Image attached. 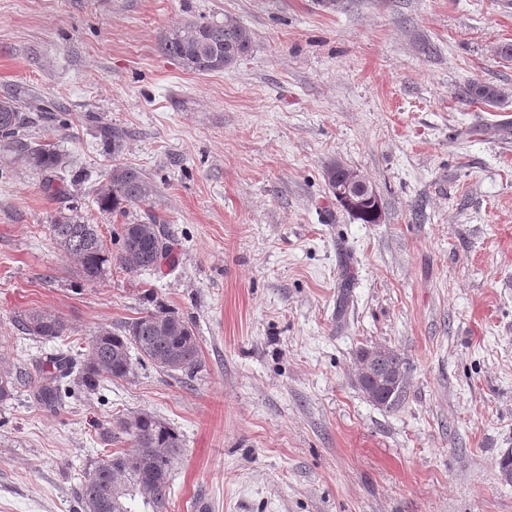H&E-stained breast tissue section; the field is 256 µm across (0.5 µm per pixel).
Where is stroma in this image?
<instances>
[{
  "label": "stroma",
  "mask_w": 512,
  "mask_h": 512,
  "mask_svg": "<svg viewBox=\"0 0 512 512\" xmlns=\"http://www.w3.org/2000/svg\"><path fill=\"white\" fill-rule=\"evenodd\" d=\"M236 17L251 52L184 70L159 49L179 22ZM512 0H0V98L62 103L29 139L70 158L45 177L0 146V512H81L114 417L179 435L169 512H512ZM482 81L492 103L466 99ZM102 124L128 132L113 154ZM372 184L379 223L354 220L323 177ZM155 186L100 213L114 164ZM75 211L104 240L163 222L173 267L112 266L83 283L50 226ZM161 302L189 320L193 374L129 379L39 405L46 355ZM67 335L19 332L22 310ZM395 350L392 410L357 384L356 352ZM14 324L23 334L47 341L64 336L69 329L63 317L32 310L18 311Z\"/></svg>",
  "instance_id": "stroma-1"
}]
</instances>
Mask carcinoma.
<instances>
[{"label": "carcinoma", "mask_w": 512, "mask_h": 512, "mask_svg": "<svg viewBox=\"0 0 512 512\" xmlns=\"http://www.w3.org/2000/svg\"><path fill=\"white\" fill-rule=\"evenodd\" d=\"M160 49L188 72H221L252 50V36L231 16L216 22L189 20L165 34ZM466 96L493 103L499 91L474 81L466 89ZM29 122L22 101L13 97L0 100V140L43 173L49 183L52 174L66 169L69 163L55 147L34 145L18 137ZM100 137L112 144V154L122 151L125 132L121 128L104 126ZM153 193V185L141 170L117 164L98 190L95 203L101 213L122 214L129 207L146 204ZM353 217L364 224L377 223L379 203L363 206ZM158 224L159 220L150 215L146 222L121 225L116 232L115 252L107 247L98 225L78 215L59 216L50 225V233L76 260L81 280L94 285L112 263L132 274L158 273L162 260L173 265L170 241ZM14 324L23 334L47 341L64 336L69 329L63 317L32 310L17 312ZM199 356L189 322L159 305L118 327L99 328L79 362L62 352L50 355L46 364L36 368L34 398L41 406L54 408L62 403V383L67 379L80 390L94 391L105 379H128L137 363L148 362L164 372L189 374L199 364ZM111 438L124 440L126 447L105 451L85 471L80 491L82 512H136L133 503L138 497L143 512H165L171 496L172 466L182 448L179 435L157 416L143 412L131 419H117Z\"/></svg>", "instance_id": "cac0c4a2"}]
</instances>
